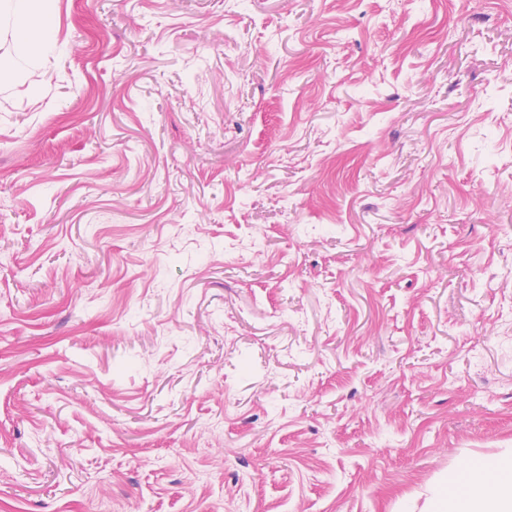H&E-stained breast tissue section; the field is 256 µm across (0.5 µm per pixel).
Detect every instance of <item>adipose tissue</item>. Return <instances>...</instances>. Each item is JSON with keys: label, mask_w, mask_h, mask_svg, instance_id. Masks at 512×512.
Returning a JSON list of instances; mask_svg holds the SVG:
<instances>
[{"label": "adipose tissue", "mask_w": 512, "mask_h": 512, "mask_svg": "<svg viewBox=\"0 0 512 512\" xmlns=\"http://www.w3.org/2000/svg\"><path fill=\"white\" fill-rule=\"evenodd\" d=\"M56 0H0V83L12 77L7 58L45 66L56 47ZM430 512H512V456L474 461L436 492Z\"/></svg>", "instance_id": "1"}]
</instances>
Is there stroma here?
<instances>
[{"mask_svg":"<svg viewBox=\"0 0 512 512\" xmlns=\"http://www.w3.org/2000/svg\"><path fill=\"white\" fill-rule=\"evenodd\" d=\"M0 86V512H421L512 453V0H57Z\"/></svg>","mask_w":512,"mask_h":512,"instance_id":"35a3bbf8","label":"stroma"}]
</instances>
